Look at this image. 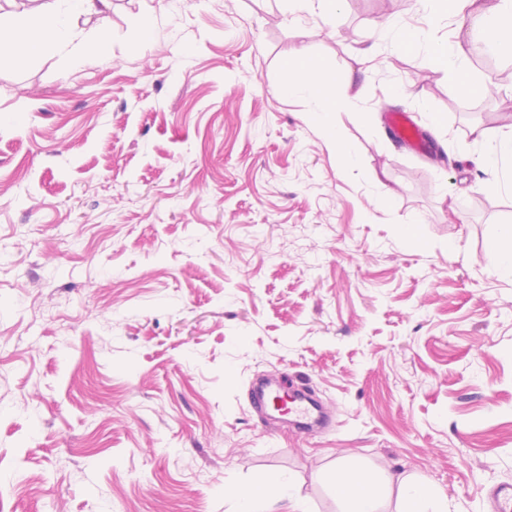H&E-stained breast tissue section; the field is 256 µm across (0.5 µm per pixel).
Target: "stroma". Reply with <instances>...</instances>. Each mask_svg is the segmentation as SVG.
<instances>
[{
    "label": "stroma",
    "instance_id": "1",
    "mask_svg": "<svg viewBox=\"0 0 512 512\" xmlns=\"http://www.w3.org/2000/svg\"><path fill=\"white\" fill-rule=\"evenodd\" d=\"M382 20L112 0L86 25L106 58L0 54V512H237L280 475L342 512L341 457L425 478L448 512L512 481V192L482 188L471 134L512 115V60L467 50L453 75L387 49ZM300 51L356 167L284 86ZM272 372L329 425L267 434L248 387ZM387 121L394 135L415 151L424 148V142L417 132L416 123L408 112H389ZM496 267L500 274L512 276V226L504 227L499 235Z\"/></svg>",
    "mask_w": 512,
    "mask_h": 512
}]
</instances>
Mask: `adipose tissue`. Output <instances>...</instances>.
Returning a JSON list of instances; mask_svg holds the SVG:
<instances>
[{
	"label": "adipose tissue",
	"mask_w": 512,
	"mask_h": 512,
	"mask_svg": "<svg viewBox=\"0 0 512 512\" xmlns=\"http://www.w3.org/2000/svg\"><path fill=\"white\" fill-rule=\"evenodd\" d=\"M421 31L427 39L422 48L427 59L455 70L461 56V41L470 31L481 34L485 44L503 57L512 59V0H423ZM112 0H53L18 9L16 0H0V49L5 45L34 44L46 55L105 57V41L93 38L81 27L83 21L111 11ZM453 27L447 39L434 38L441 23ZM283 78L291 96L304 100L311 113L320 115L325 136L343 165L356 158L341 139L334 123L336 97L333 84L321 77L318 62L305 55L285 64ZM336 489L343 497L346 512H383L389 496H396V512H416L421 500H429L432 512H448V498L430 483L410 475L386 474L351 462L336 465Z\"/></svg>",
	"instance_id": "adipose-tissue-1"
}]
</instances>
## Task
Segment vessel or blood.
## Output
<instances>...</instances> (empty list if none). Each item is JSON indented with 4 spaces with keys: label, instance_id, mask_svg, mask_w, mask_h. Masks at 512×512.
I'll return each mask as SVG.
<instances>
[{
    "label": "vessel or blood",
    "instance_id": "1",
    "mask_svg": "<svg viewBox=\"0 0 512 512\" xmlns=\"http://www.w3.org/2000/svg\"><path fill=\"white\" fill-rule=\"evenodd\" d=\"M387 121L394 135L413 150L419 151L424 142L410 113L391 112ZM251 407L262 421L272 415L288 417L296 429L306 430L321 423V406L306 391V385L284 375L261 378L252 383ZM492 512H512V482L495 484L489 491Z\"/></svg>",
    "mask_w": 512,
    "mask_h": 512
}]
</instances>
